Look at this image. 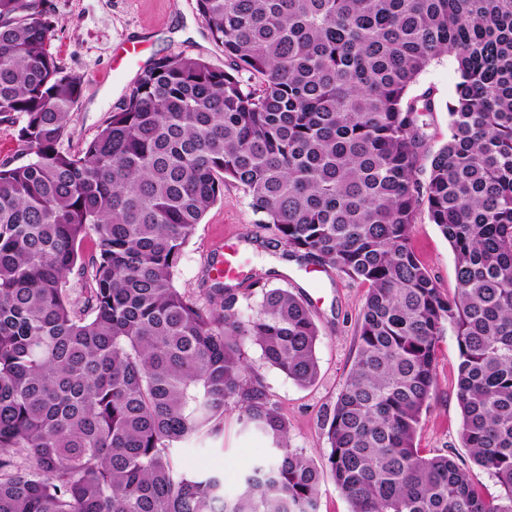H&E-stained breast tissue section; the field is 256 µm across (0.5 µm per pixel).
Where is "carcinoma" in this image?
<instances>
[{
    "mask_svg": "<svg viewBox=\"0 0 512 512\" xmlns=\"http://www.w3.org/2000/svg\"><path fill=\"white\" fill-rule=\"evenodd\" d=\"M196 7L225 68L154 60L71 151L82 77L49 52L43 0H0V120L27 157L0 162V512H317L326 467L350 512H512V0ZM443 55L458 79L436 147L434 91L412 88ZM228 184L289 255L368 287L323 467L243 351L314 384L308 301L264 287L244 316L240 282L174 284ZM424 215L454 253L451 295L413 250ZM449 327L462 440L496 495L416 446ZM231 405L274 454L227 498L172 447L218 438Z\"/></svg>",
    "mask_w": 512,
    "mask_h": 512,
    "instance_id": "obj_1",
    "label": "carcinoma"
}]
</instances>
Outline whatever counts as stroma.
Here are the masks:
<instances>
[{"mask_svg":"<svg viewBox=\"0 0 512 512\" xmlns=\"http://www.w3.org/2000/svg\"><path fill=\"white\" fill-rule=\"evenodd\" d=\"M45 8L54 29L50 52L60 67L83 78L82 97L64 139L65 147L75 151L98 133L141 69L154 59L182 53L204 58L219 68L225 65L224 53L210 39L196 0H46ZM456 80V64L449 56L429 66L418 80V89L435 91L439 109L427 115L426 121L428 134L438 144L448 137L445 104ZM226 241L237 244L244 256L245 276L260 281L259 286L240 291L241 311H248L259 300L265 286L303 294L311 305L321 329L316 349L320 373L314 385L300 387L265 364L254 344H246L244 351L288 419L291 447L324 460L329 447L327 421L353 363L367 288L334 269L290 258L286 248L257 224L248 196L232 184L225 186L222 199L210 207L185 246L175 273L177 288L199 293ZM412 245L443 292L453 293L455 257L436 225L426 219L415 224ZM459 362L454 333L446 331L437 351V386L417 431L416 444L422 454L448 452L463 460L469 456L461 439L462 415L456 396ZM268 453V442L244 429L237 411L230 410L213 450L179 452L176 463L187 471L223 472L224 493L232 497L241 488L242 476Z\"/></svg>","mask_w":512,"mask_h":512,"instance_id":"obj_1","label":"stroma"}]
</instances>
